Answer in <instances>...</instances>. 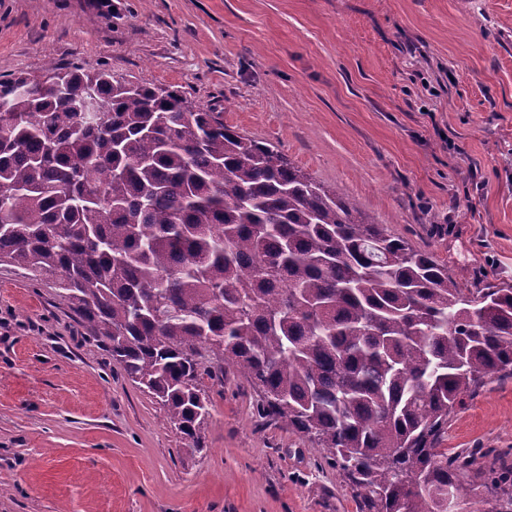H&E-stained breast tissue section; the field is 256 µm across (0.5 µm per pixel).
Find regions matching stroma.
Returning <instances> with one entry per match:
<instances>
[{
  "label": "stroma",
  "mask_w": 512,
  "mask_h": 512,
  "mask_svg": "<svg viewBox=\"0 0 512 512\" xmlns=\"http://www.w3.org/2000/svg\"><path fill=\"white\" fill-rule=\"evenodd\" d=\"M53 63L182 91L461 287L512 285V0H0V76ZM204 386L191 453L54 280L0 264V512H359L246 384ZM440 445L512 467V378Z\"/></svg>",
  "instance_id": "1"
}]
</instances>
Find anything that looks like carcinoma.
<instances>
[{"label": "carcinoma", "mask_w": 512, "mask_h": 512, "mask_svg": "<svg viewBox=\"0 0 512 512\" xmlns=\"http://www.w3.org/2000/svg\"><path fill=\"white\" fill-rule=\"evenodd\" d=\"M94 91L103 112H81ZM0 263L58 286L125 375L203 450V376L325 451L359 512H448L512 470L437 447L448 416L512 377V287L370 221L269 143L107 69L0 79Z\"/></svg>", "instance_id": "1"}]
</instances>
